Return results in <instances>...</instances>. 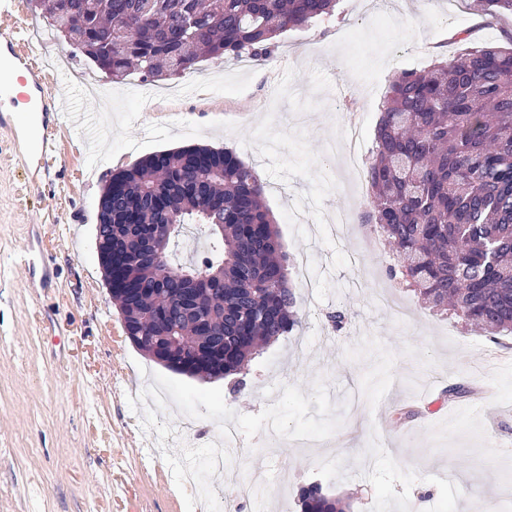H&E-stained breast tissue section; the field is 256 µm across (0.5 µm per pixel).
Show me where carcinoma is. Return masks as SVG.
<instances>
[{"label": "carcinoma", "mask_w": 512, "mask_h": 512, "mask_svg": "<svg viewBox=\"0 0 512 512\" xmlns=\"http://www.w3.org/2000/svg\"><path fill=\"white\" fill-rule=\"evenodd\" d=\"M111 82L181 75L215 58L265 62L284 31L332 15L336 0H32ZM481 16L512 0H472ZM362 223L400 253L390 268L419 299L491 339L512 333V46L485 44L387 87L366 170ZM97 255L138 262L137 296L112 288L129 340L152 359L207 353L194 374L244 376L271 341L299 327L289 256L255 168L207 147L158 151L112 174L99 199ZM148 224L168 236L144 245ZM207 227L210 257L176 260L185 226ZM300 512H351L303 486Z\"/></svg>", "instance_id": "carcinoma-1"}]
</instances>
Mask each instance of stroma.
I'll use <instances>...</instances> for the list:
<instances>
[{
  "mask_svg": "<svg viewBox=\"0 0 512 512\" xmlns=\"http://www.w3.org/2000/svg\"><path fill=\"white\" fill-rule=\"evenodd\" d=\"M457 13V0H338L333 17L281 34L265 64L204 61L154 82L150 100L133 74L111 85L107 107L90 92L105 74L18 0L20 25L56 51L48 76L60 111L91 124L64 127L36 181L0 128V512H185L138 400L166 369L124 332L96 225L112 171L196 144L256 167L288 255L314 252L320 282L297 284L300 327L252 361L240 391L227 378L184 382L221 388L229 408L256 414L271 403L266 388L307 396L320 378L342 419L315 448L273 452L262 433L245 441L231 464L265 482L239 512H299V489L312 482L354 496V512H479L512 490V371L499 368L512 362V334L491 340L391 278L387 245L365 247L357 222L370 185L343 189L341 164L325 163L336 104L361 113L372 148L389 81L452 56ZM339 210L355 219L343 238L311 243L312 223ZM34 240L44 263L31 272L14 259ZM382 291L408 309L405 322L378 302ZM339 309L348 320L334 332L325 315ZM455 384L470 393L451 402Z\"/></svg>",
  "mask_w": 512,
  "mask_h": 512,
  "instance_id": "35a3bbf8",
  "label": "stroma"
}]
</instances>
